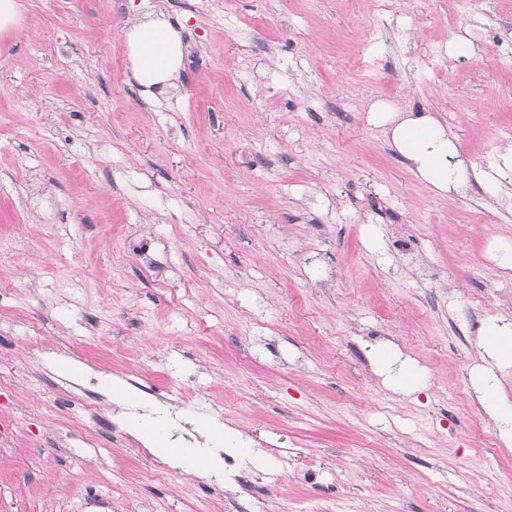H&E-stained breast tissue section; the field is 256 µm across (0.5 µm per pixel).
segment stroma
<instances>
[{
	"instance_id": "obj_1",
	"label": "stroma",
	"mask_w": 512,
	"mask_h": 512,
	"mask_svg": "<svg viewBox=\"0 0 512 512\" xmlns=\"http://www.w3.org/2000/svg\"><path fill=\"white\" fill-rule=\"evenodd\" d=\"M0 36V512H512L475 402L512 175L435 194L369 120L512 146V0H21ZM181 24L149 96L122 32ZM425 375L405 396L372 349ZM139 375L130 398L110 378ZM175 408L165 415L160 401ZM240 431L224 482L128 430Z\"/></svg>"
}]
</instances>
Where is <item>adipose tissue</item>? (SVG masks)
Here are the masks:
<instances>
[{"mask_svg": "<svg viewBox=\"0 0 512 512\" xmlns=\"http://www.w3.org/2000/svg\"><path fill=\"white\" fill-rule=\"evenodd\" d=\"M125 53L136 82L145 92L165 90L176 80L183 65L181 34L165 15L150 14L126 31ZM372 123L390 128V147L413 166L416 175L434 191L445 193L464 187L467 166L458 160L457 146L446 129L433 116L422 115L396 120L391 105L375 104L369 114ZM483 362L471 371V386L483 412L494 422L500 441L512 447V403L494 385L497 369L512 366V323H488L479 333ZM374 359L388 384L403 393L418 392L425 385L420 368L400 351L379 347ZM203 446L173 443L166 439L161 424H134L135 436L162 457L205 475L222 469L223 454L235 451L236 439L223 424L204 421Z\"/></svg>", "mask_w": 512, "mask_h": 512, "instance_id": "obj_1", "label": "adipose tissue"}]
</instances>
